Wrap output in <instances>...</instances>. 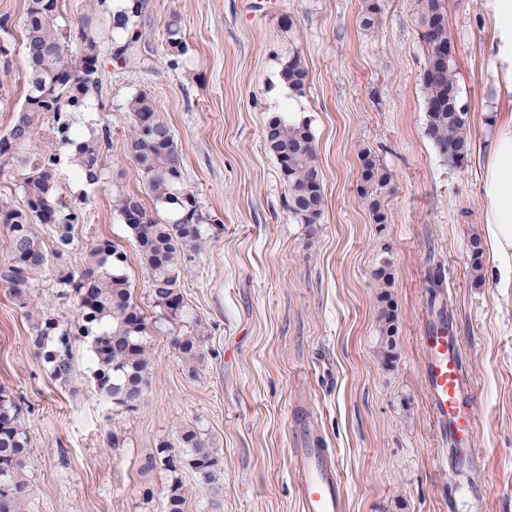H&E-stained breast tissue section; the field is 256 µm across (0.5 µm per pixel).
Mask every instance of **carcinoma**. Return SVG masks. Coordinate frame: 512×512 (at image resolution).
<instances>
[{"mask_svg": "<svg viewBox=\"0 0 512 512\" xmlns=\"http://www.w3.org/2000/svg\"><path fill=\"white\" fill-rule=\"evenodd\" d=\"M422 19L437 17L442 24L426 32L427 53L433 55L437 42L448 41V18L443 0H421ZM146 0H121L112 8V32L122 35L117 55L130 59L138 42V19ZM58 0H28L23 18L24 54L28 69V90L22 108L12 124L10 140L0 137V159L19 170L25 207L15 208L0 198V214L8 227L10 257L0 268V280L8 283L15 295L28 307L24 288L30 278L44 272L50 255L43 249L34 225L52 229L61 245L71 243V228L78 220L74 211L62 212L57 206L55 170L61 163L57 145L74 147L69 159L75 176L91 184L101 176L100 159L109 145L110 131L83 137L74 126L73 114L84 105L95 86L98 71L99 42L84 28L72 32L59 21ZM170 53L185 52L179 19L167 24ZM78 43L72 49V43ZM306 72L299 58L293 57L282 67L281 81L293 92L305 89ZM426 110L427 137L439 149L445 147L455 163L471 154L467 112L461 99L446 104L450 90H459L455 59L436 69V74H422ZM132 116L130 156L143 174L155 204L170 211L173 218L150 214L135 195L116 198L115 207L129 229L140 262L148 273L154 306L170 322L182 320L184 297L179 267L185 251L198 249L204 235L206 218L196 195L183 187V159L170 129L157 116L152 98L140 93L127 104ZM47 147L29 152L37 140ZM265 149L276 159L288 188L287 208L300 224H314L325 205L323 175L317 163L316 145L308 121L284 116L273 119L267 128ZM389 176L376 169L370 157L362 159L361 197L373 214L375 223L383 224L381 197ZM93 268L76 275L62 274L58 284L72 289L78 297L76 323H69L44 306L36 310L30 342L36 355L50 366L51 375L67 380L73 373L72 343L90 344L98 391L112 404L133 412L143 402L148 384L149 361L144 337L147 324L141 308L133 300L125 266L127 254L108 240H99L91 248ZM189 456L181 459L166 454L160 463L170 473L164 512H184L185 496L178 477L187 465L212 480L218 460L193 429L180 436ZM28 437L20 422V407L0 388V512H19L28 484L23 470L29 460Z\"/></svg>", "mask_w": 512, "mask_h": 512, "instance_id": "carcinoma-1", "label": "carcinoma"}]
</instances>
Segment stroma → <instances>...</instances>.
Segmentation results:
<instances>
[{"mask_svg": "<svg viewBox=\"0 0 512 512\" xmlns=\"http://www.w3.org/2000/svg\"><path fill=\"white\" fill-rule=\"evenodd\" d=\"M249 0H147L138 55L115 59L107 0H59L63 24L100 41L97 85L75 115L82 135L108 128L100 182L56 172L62 201L82 214L73 243L29 281L25 298L63 319L59 272L91 267L101 239L128 262L133 298L148 325V388L128 413L97 390L87 345L73 348L69 381L53 379L29 343L33 320L0 282V387L21 409L31 442L22 512H163L169 478L151 466L161 443L196 428L218 460L213 481L181 477L185 512H301L291 451L308 433L329 448L346 512H512V292L490 256L473 270L470 242L483 237L485 166L512 113L496 60L494 0H444L473 150L446 160L425 135L421 76L427 62L421 0H379L372 28L365 0H278L263 17ZM27 0H0L12 18L0 57V134L26 94L22 20ZM178 16L185 54L168 53L165 26ZM299 58L304 94L280 70ZM148 93L183 157V184L209 226L181 267L186 312L160 319L127 228L113 207L137 195L154 210L130 158L135 94ZM308 120L323 172L317 223L289 214L288 190L264 146L283 109ZM388 173L387 221L360 196L361 157ZM390 261V285L375 273ZM440 295L471 379L478 462L472 475L442 467L444 446L421 380L420 338ZM392 309L393 358L384 362L381 312ZM198 336L186 364L176 336Z\"/></svg>", "mask_w": 512, "mask_h": 512, "instance_id": "obj_1", "label": "stroma"}]
</instances>
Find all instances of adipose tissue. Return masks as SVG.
<instances>
[{
    "instance_id": "1",
    "label": "adipose tissue",
    "mask_w": 512,
    "mask_h": 512,
    "mask_svg": "<svg viewBox=\"0 0 512 512\" xmlns=\"http://www.w3.org/2000/svg\"><path fill=\"white\" fill-rule=\"evenodd\" d=\"M484 235L500 285L512 288V126L500 131L488 164Z\"/></svg>"
}]
</instances>
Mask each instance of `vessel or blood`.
Segmentation results:
<instances>
[{
    "mask_svg": "<svg viewBox=\"0 0 512 512\" xmlns=\"http://www.w3.org/2000/svg\"><path fill=\"white\" fill-rule=\"evenodd\" d=\"M421 343L422 384L437 428L448 443L449 469L454 474L470 470L476 462L475 410L460 345L444 325L428 328ZM293 455L301 512H345L342 479L328 450L297 448Z\"/></svg>",
    "mask_w": 512,
    "mask_h": 512,
    "instance_id": "1",
    "label": "vessel or blood"
}]
</instances>
